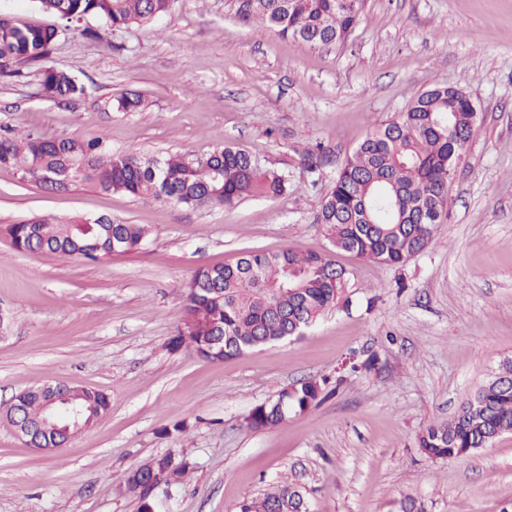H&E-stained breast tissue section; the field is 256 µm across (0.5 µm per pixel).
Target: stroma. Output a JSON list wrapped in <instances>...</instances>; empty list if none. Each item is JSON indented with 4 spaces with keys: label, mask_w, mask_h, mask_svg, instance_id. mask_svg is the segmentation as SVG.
I'll return each mask as SVG.
<instances>
[{
    "label": "stroma",
    "mask_w": 512,
    "mask_h": 512,
    "mask_svg": "<svg viewBox=\"0 0 512 512\" xmlns=\"http://www.w3.org/2000/svg\"><path fill=\"white\" fill-rule=\"evenodd\" d=\"M0 13L59 28L46 65L86 88L50 98L46 65L25 66L23 79H0V126L101 136L115 152L242 147L291 182L276 198L198 207L89 185L51 192L0 167V512H139L120 483L166 454L193 468L155 491L162 512H236L285 478L311 512H402L410 499L424 512H512V433L444 460L417 442L512 358V0H364L360 23L329 47L242 22L231 0H176L103 39L90 36L95 17L66 28L35 0H0ZM440 85L462 89L477 112L444 223L400 266L334 254L316 217L338 166ZM131 94L143 107L117 110ZM34 214L107 216L148 237L95 262L18 251L5 228ZM285 246L335 255L348 271L344 304L300 339L231 360L170 349L197 269ZM306 379L326 383L308 411L248 428L254 408ZM54 380L104 391L110 408L45 452L7 410Z\"/></svg>",
    "instance_id": "stroma-1"
}]
</instances>
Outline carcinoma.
<instances>
[{"label":"carcinoma","instance_id":"1","mask_svg":"<svg viewBox=\"0 0 512 512\" xmlns=\"http://www.w3.org/2000/svg\"><path fill=\"white\" fill-rule=\"evenodd\" d=\"M40 8L66 23L92 15L104 32L146 24L168 14L175 0H37ZM235 15L255 21L281 37L311 46L339 44L358 24L363 0H234ZM57 29L19 25L0 14V76L18 77L22 65L50 57ZM42 86L51 97H75L84 87L51 67L42 69ZM467 101L448 97V87L418 94L392 121L375 127L347 157L334 186L323 199L317 223L331 245L360 259L397 266L423 251L447 213L448 158L455 150L445 115L466 116ZM0 166L16 167L40 180L56 177L48 189L66 191L92 185L105 193L122 192L145 200L197 206L233 207L253 197L288 193V177L261 165L247 150L226 146L203 159L185 153L158 158L136 152L113 154L103 138L0 136ZM81 218L34 216L6 228L15 247L96 261L132 252L145 242L140 224H95L86 235ZM335 264L328 255L301 253L291 247L249 252L233 265L200 268L188 284V305L170 345L187 344L202 358L224 360L245 351L303 335L341 297L347 271H325ZM320 386L302 382L256 408L249 426L273 428L288 415L304 412ZM80 402L109 408L108 396L85 390ZM44 400L27 396L18 415L22 433L39 445L54 444L51 423L44 421ZM512 433V359H505L474 397L450 420L430 425L419 447L432 459L459 457ZM190 463L164 455L130 471L122 491L136 495L142 512L154 506L150 471L168 472L180 482ZM237 512H309L303 492L282 481L258 497L246 496Z\"/></svg>","mask_w":512,"mask_h":512}]
</instances>
